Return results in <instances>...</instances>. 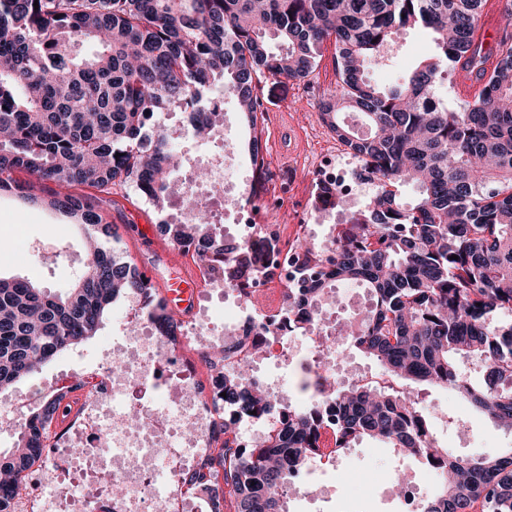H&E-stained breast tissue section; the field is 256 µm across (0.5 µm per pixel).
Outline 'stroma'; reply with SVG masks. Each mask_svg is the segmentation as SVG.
I'll use <instances>...</instances> for the list:
<instances>
[{
	"mask_svg": "<svg viewBox=\"0 0 512 512\" xmlns=\"http://www.w3.org/2000/svg\"><path fill=\"white\" fill-rule=\"evenodd\" d=\"M395 51L387 69H369L370 80L387 87L398 82L404 72L432 55L428 35L418 29L403 30L393 40ZM334 47L326 45L316 71L307 79L285 77L262 81L256 90L261 103V124L275 136V179L279 187L293 191L291 204L305 200L307 169L301 158L311 157L314 149L336 146L321 120L320 103L336 91ZM224 139L206 144L195 143L187 131L185 115L180 111L162 112L158 121L167 126L177 149L187 156L186 165L176 175L185 181L207 156L223 153L225 138L236 141L240 160H247L252 132L236 107L234 97L225 96ZM25 193L0 191V275H20L39 287L62 292L76 281L84 260L85 238L70 217L47 205L57 186L51 182L28 178ZM74 195L92 202L106 216L117 235V249L142 261L143 252L135 236L137 225L156 229L162 216L133 187H114L111 193H99L76 186ZM125 301H117L106 315L96 336L68 350L45 365L39 376L0 392V399H23L28 408H36L41 396L55 391L64 379L92 372L101 366L100 354L111 348L112 336L124 323ZM419 400L427 411L431 428L441 444L460 456L500 454L512 448V433L499 429L478 413L459 393L451 389L422 386ZM400 469L415 483L431 487L433 476L422 461L399 460L392 449L368 439L348 450L336 461L334 471L325 476L334 487L324 512H399V500L388 488L384 477Z\"/></svg>",
	"mask_w": 512,
	"mask_h": 512,
	"instance_id": "1",
	"label": "stroma"
}]
</instances>
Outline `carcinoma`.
Returning <instances> with one entry per match:
<instances>
[{
  "instance_id": "1",
  "label": "carcinoma",
  "mask_w": 512,
  "mask_h": 512,
  "mask_svg": "<svg viewBox=\"0 0 512 512\" xmlns=\"http://www.w3.org/2000/svg\"><path fill=\"white\" fill-rule=\"evenodd\" d=\"M485 4L0 0V191H23L13 174L25 171L102 193L129 183L161 212L174 194L194 219H165L161 233L174 246L201 240L195 262L233 286L254 273L256 250L229 248L207 202L172 188L183 157L154 118L178 109L203 140L223 120L210 96L222 86L255 131L256 85L308 78L329 41L337 83L321 116L375 190L336 234L330 261L301 267L288 289V334L308 333L310 314L336 284L357 283L370 305L354 328L336 327L334 349L350 342L387 375L453 389L512 430V33L485 43ZM411 28L430 32L434 55L395 86L371 83L366 68L385 66L393 35ZM80 39L97 52L80 55ZM457 71L475 76L479 88L450 112L437 89ZM346 112L361 115L369 133L346 127ZM405 185L416 191L410 202ZM47 205L74 219L93 246L62 293L0 276V391L36 379L45 364L96 336L121 298L140 299L163 336L183 326L132 260L104 247L102 213L70 193H54ZM238 351L231 333L202 356L223 371L224 441L184 479L207 492L210 512H287V495L312 461L339 457L365 438L441 471L443 485L421 498L418 512H512V453H449L407 389L334 386L323 399L288 407V422L258 447H239V423L276 407L246 365L228 366ZM465 359L475 362L481 385L461 376ZM74 403L64 393L43 397L15 447L0 454V512H13L22 472Z\"/></svg>"
}]
</instances>
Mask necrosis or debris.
Wrapping results in <instances>:
<instances>
[{
	"label": "necrosis or debris",
	"instance_id": "1",
	"mask_svg": "<svg viewBox=\"0 0 512 512\" xmlns=\"http://www.w3.org/2000/svg\"><path fill=\"white\" fill-rule=\"evenodd\" d=\"M358 167L357 159L345 150L313 160L307 194L315 202L295 217L304 234L314 235L316 225L339 222L331 202L318 201L322 188L357 204L366 201L373 184L358 180ZM255 206L252 199L237 206L229 242H262L260 271L231 287L221 278L201 274L196 316L174 341L159 335L143 314L140 301L131 300L124 333L112 340L113 362L104 363L94 376L93 397L54 433L49 452L24 472L29 492L16 503L15 512H156L161 503L167 512H198L201 495L183 486L180 475L209 458L224 419V405L213 397L220 388L216 379L207 396L193 382L170 389L173 377L193 371L179 356L176 342L223 343L224 332L205 300L230 294L237 308L231 324L251 330L267 328L269 359L277 361L287 355L284 296L303 257L288 241L284 225L257 222ZM273 288L279 290L280 300L272 306H258L257 298ZM325 322V315H316L310 336L312 353L295 359L313 392L338 375L336 355L320 337Z\"/></svg>",
	"mask_w": 512,
	"mask_h": 512
}]
</instances>
